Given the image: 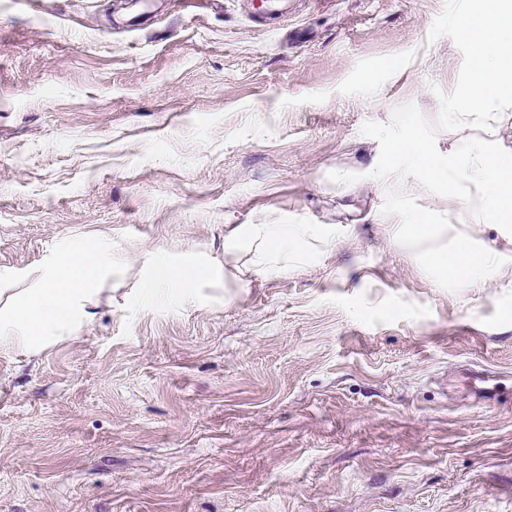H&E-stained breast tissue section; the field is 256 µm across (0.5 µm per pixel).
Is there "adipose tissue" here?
<instances>
[{"mask_svg":"<svg viewBox=\"0 0 512 512\" xmlns=\"http://www.w3.org/2000/svg\"><path fill=\"white\" fill-rule=\"evenodd\" d=\"M467 34L470 62L465 93L449 108L469 128L449 149L407 125L400 136L385 135L373 171L381 184L401 192L446 194L461 209L477 214L473 224L449 234L431 213L401 208L391 213L396 237L441 288H485L512 274V156L496 141L505 120L502 103L512 101V0H471L456 24ZM329 224H228L224 256L247 254L249 277L278 276L307 264V247L331 245ZM141 296L193 298L201 285L226 276L225 268L193 253L173 260L151 254L143 260ZM116 266L111 245L102 238L65 239L29 271H0V351L27 358L63 343L94 316L92 308Z\"/></svg>","mask_w":512,"mask_h":512,"instance_id":"obj_1","label":"adipose tissue"}]
</instances>
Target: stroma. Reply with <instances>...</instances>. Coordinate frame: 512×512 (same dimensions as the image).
<instances>
[{"mask_svg":"<svg viewBox=\"0 0 512 512\" xmlns=\"http://www.w3.org/2000/svg\"><path fill=\"white\" fill-rule=\"evenodd\" d=\"M469 0H0V267L125 260L79 334L0 352V512H512V278L436 287L385 217L380 130L448 146ZM332 224L320 261L145 301L146 253ZM498 375L484 403L473 376Z\"/></svg>","mask_w":512,"mask_h":512,"instance_id":"stroma-1","label":"stroma"}]
</instances>
